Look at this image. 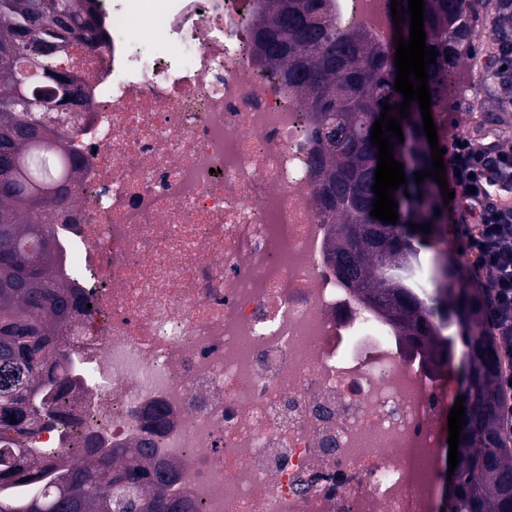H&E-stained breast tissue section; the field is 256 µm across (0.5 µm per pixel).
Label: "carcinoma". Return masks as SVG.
<instances>
[{"mask_svg": "<svg viewBox=\"0 0 512 512\" xmlns=\"http://www.w3.org/2000/svg\"><path fill=\"white\" fill-rule=\"evenodd\" d=\"M44 0H0V134L10 136L11 163L0 167V512H199L194 502L168 492L181 466L162 463L148 440L107 452L88 448L74 463L60 466L43 448H20L6 438L50 408L52 389L68 384L73 362L62 332L86 308L56 274L50 214L72 200V187L59 182L74 167L63 131L46 122L35 131L37 112L17 99L42 94L21 81L23 63L56 83H79L75 74L53 70L55 53L34 57L32 44L60 40L49 22L36 26ZM473 0H424L426 45L435 47L428 85L435 116L448 111L475 47ZM70 12L72 43L87 52L99 46L98 0H63ZM331 0H267L257 31L266 61L300 89L318 121L322 185L320 201L334 230L330 259L360 300L381 309L414 347L427 350L432 364L448 365L453 346L463 349L465 425L458 446L456 490L444 512H512V450L498 432L497 343L483 300L460 278L454 256L440 254L430 271L433 298L412 291L411 273L421 249L445 237L448 223L439 184L414 173L432 165V151L416 117L401 119L404 141L394 158L404 163L407 182L394 192L398 223L371 216L378 147L371 143L382 103L399 104L394 54L367 36L336 38ZM336 128V135L327 133ZM428 225L414 232L410 225ZM49 250H41L42 242ZM455 326L456 342L442 341L436 321Z\"/></svg>", "mask_w": 512, "mask_h": 512, "instance_id": "cac0c4a2", "label": "carcinoma"}]
</instances>
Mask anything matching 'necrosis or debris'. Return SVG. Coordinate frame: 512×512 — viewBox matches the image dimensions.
<instances>
[{
  "label": "necrosis or debris",
  "instance_id": "1",
  "mask_svg": "<svg viewBox=\"0 0 512 512\" xmlns=\"http://www.w3.org/2000/svg\"><path fill=\"white\" fill-rule=\"evenodd\" d=\"M265 9L100 0L97 52H62L92 107L54 116L78 172L50 222L91 308L64 330L77 368L52 418L20 441L64 461L152 438L199 512H437L455 387L330 262L318 124L256 49ZM333 12L388 49L386 0Z\"/></svg>",
  "mask_w": 512,
  "mask_h": 512
}]
</instances>
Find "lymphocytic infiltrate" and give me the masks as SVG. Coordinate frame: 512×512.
I'll use <instances>...</instances> for the list:
<instances>
[{
	"label": "lymphocytic infiltrate",
	"instance_id": "f902f5d3",
	"mask_svg": "<svg viewBox=\"0 0 512 512\" xmlns=\"http://www.w3.org/2000/svg\"><path fill=\"white\" fill-rule=\"evenodd\" d=\"M506 16L500 19L499 47L492 91L502 111H512V0H501ZM449 159L451 186L465 202L470 223H457L454 231L462 251L472 263L485 294V314L498 341L501 361L500 434L512 443V201L494 200L485 180L493 174L512 185V152L496 139L473 143L460 136Z\"/></svg>",
	"mask_w": 512,
	"mask_h": 512
}]
</instances>
